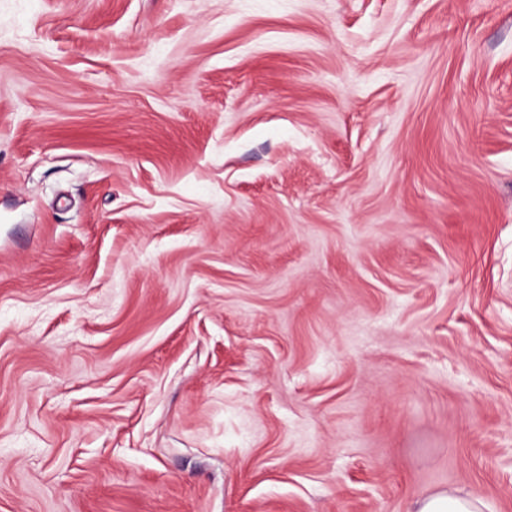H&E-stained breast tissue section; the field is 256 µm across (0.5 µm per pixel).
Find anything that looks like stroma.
<instances>
[{
    "instance_id": "35a3bbf8",
    "label": "stroma",
    "mask_w": 512,
    "mask_h": 512,
    "mask_svg": "<svg viewBox=\"0 0 512 512\" xmlns=\"http://www.w3.org/2000/svg\"><path fill=\"white\" fill-rule=\"evenodd\" d=\"M512 512V0H0V512ZM483 502L471 495L457 491H438L417 500L412 512H481Z\"/></svg>"
}]
</instances>
